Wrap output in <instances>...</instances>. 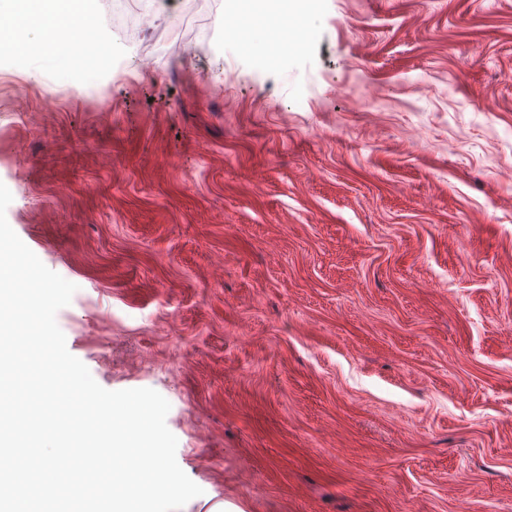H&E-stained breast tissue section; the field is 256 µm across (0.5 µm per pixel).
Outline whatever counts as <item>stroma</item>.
<instances>
[{"instance_id": "1", "label": "stroma", "mask_w": 512, "mask_h": 512, "mask_svg": "<svg viewBox=\"0 0 512 512\" xmlns=\"http://www.w3.org/2000/svg\"><path fill=\"white\" fill-rule=\"evenodd\" d=\"M123 70L0 50L6 219L108 390L170 403L185 512H512V0H138Z\"/></svg>"}]
</instances>
